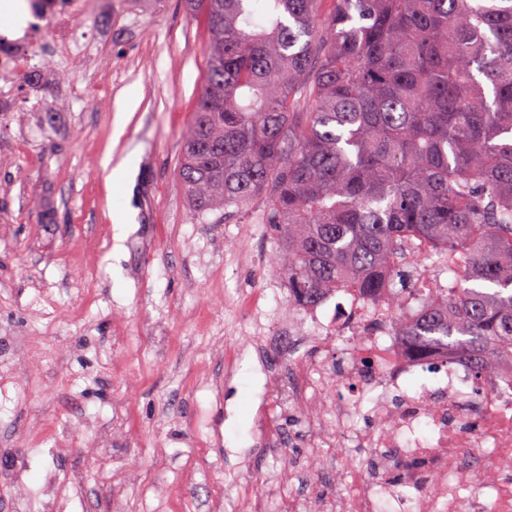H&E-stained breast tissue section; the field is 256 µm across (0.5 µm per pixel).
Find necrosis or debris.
<instances>
[{"instance_id":"1","label":"necrosis or debris","mask_w":512,"mask_h":512,"mask_svg":"<svg viewBox=\"0 0 512 512\" xmlns=\"http://www.w3.org/2000/svg\"><path fill=\"white\" fill-rule=\"evenodd\" d=\"M31 20L16 44L0 48V70L21 66L44 18L76 14L86 0H27ZM397 292L376 297L357 289L338 291L335 322L318 338L335 344L336 361L352 381L350 395L327 402L328 387L316 380L319 363L301 360L292 369L290 400L308 430L313 449H363L374 472L336 463L331 497L295 496L288 512H512V363L474 377L449 351L412 353L390 327ZM376 426L354 428L350 420L364 394Z\"/></svg>"}]
</instances>
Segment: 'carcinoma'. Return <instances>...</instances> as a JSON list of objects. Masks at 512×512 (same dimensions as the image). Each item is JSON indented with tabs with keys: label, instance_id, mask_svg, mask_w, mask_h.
Listing matches in <instances>:
<instances>
[{
	"label": "carcinoma",
	"instance_id": "carcinoma-1",
	"mask_svg": "<svg viewBox=\"0 0 512 512\" xmlns=\"http://www.w3.org/2000/svg\"><path fill=\"white\" fill-rule=\"evenodd\" d=\"M208 68L178 170L203 215L264 203L300 309L395 288L397 335L512 362V0H186ZM423 244L446 288L396 260Z\"/></svg>",
	"mask_w": 512,
	"mask_h": 512
}]
</instances>
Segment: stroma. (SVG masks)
Returning <instances> with one entry per match:
<instances>
[{
  "mask_svg": "<svg viewBox=\"0 0 512 512\" xmlns=\"http://www.w3.org/2000/svg\"><path fill=\"white\" fill-rule=\"evenodd\" d=\"M45 29L81 32L88 54L39 45L0 73V512H250L255 486L274 507L305 493L278 342L304 313L263 203L201 216L178 177L202 19L183 0H88Z\"/></svg>",
  "mask_w": 512,
  "mask_h": 512,
  "instance_id": "1",
  "label": "stroma"
}]
</instances>
